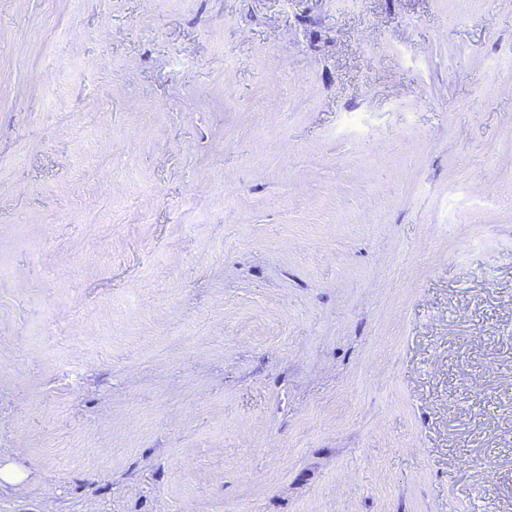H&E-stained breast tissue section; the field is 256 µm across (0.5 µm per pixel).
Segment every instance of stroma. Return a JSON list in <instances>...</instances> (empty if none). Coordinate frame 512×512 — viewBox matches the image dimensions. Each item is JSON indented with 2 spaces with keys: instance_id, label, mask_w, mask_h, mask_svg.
<instances>
[{
  "instance_id": "35a3bbf8",
  "label": "stroma",
  "mask_w": 512,
  "mask_h": 512,
  "mask_svg": "<svg viewBox=\"0 0 512 512\" xmlns=\"http://www.w3.org/2000/svg\"><path fill=\"white\" fill-rule=\"evenodd\" d=\"M0 512H512V0H0Z\"/></svg>"
}]
</instances>
